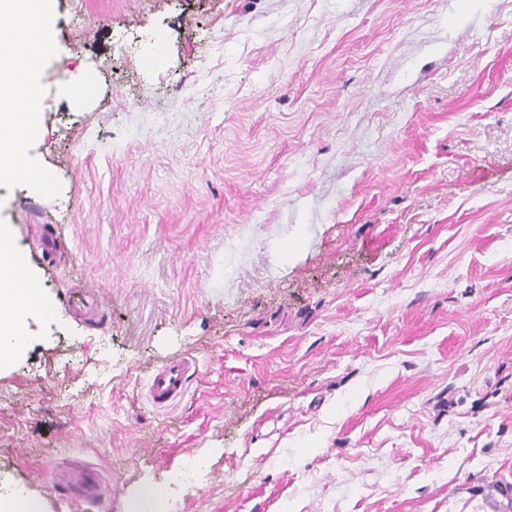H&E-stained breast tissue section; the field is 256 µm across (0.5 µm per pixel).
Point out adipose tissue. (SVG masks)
Returning <instances> with one entry per match:
<instances>
[{"label":"adipose tissue","instance_id":"adipose-tissue-1","mask_svg":"<svg viewBox=\"0 0 512 512\" xmlns=\"http://www.w3.org/2000/svg\"><path fill=\"white\" fill-rule=\"evenodd\" d=\"M45 2L46 0H0V17L21 19L32 35L23 52L9 55L0 51V128L9 131L8 137L0 139V158L6 156L11 160H18L23 153L24 137L35 131L36 119L33 112L42 89L32 75L42 59L52 51L50 20ZM18 66L31 75L26 91L28 117L22 122L15 119V108L9 102L12 90L8 76Z\"/></svg>","mask_w":512,"mask_h":512}]
</instances>
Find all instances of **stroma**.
Returning <instances> with one entry per match:
<instances>
[{
    "instance_id": "stroma-1",
    "label": "stroma",
    "mask_w": 512,
    "mask_h": 512,
    "mask_svg": "<svg viewBox=\"0 0 512 512\" xmlns=\"http://www.w3.org/2000/svg\"><path fill=\"white\" fill-rule=\"evenodd\" d=\"M48 8L21 165L51 188L0 178L38 294L0 496L85 512L59 488L91 474L100 512H512V0ZM196 371L192 358L171 361L154 370L148 380V392L157 407H168L180 399L185 391L188 378Z\"/></svg>"
}]
</instances>
